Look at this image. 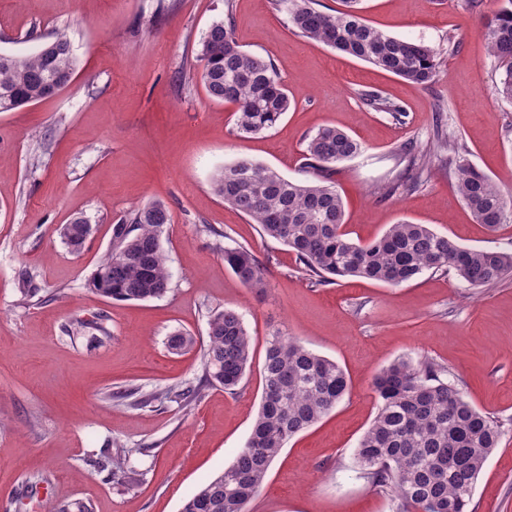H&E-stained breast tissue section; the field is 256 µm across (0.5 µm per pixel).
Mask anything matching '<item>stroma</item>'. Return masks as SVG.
<instances>
[{
  "instance_id": "stroma-1",
  "label": "stroma",
  "mask_w": 512,
  "mask_h": 512,
  "mask_svg": "<svg viewBox=\"0 0 512 512\" xmlns=\"http://www.w3.org/2000/svg\"><path fill=\"white\" fill-rule=\"evenodd\" d=\"M383 32L435 49L436 77L418 87L302 36L276 0H0V52L35 51L39 35L66 32L77 71L54 98L0 112V502L35 488L24 512L83 501L93 512H180L223 472L257 415L269 336L299 338L345 371L349 391L273 460L246 512H393L355 448L374 418L372 382L398 360L429 361L464 399L497 420L501 443L476 482L472 512H512V279L472 288L454 273L426 272L399 286L348 278L316 285L282 243L225 205L215 171L247 158L300 180L310 138L325 126L362 145L332 181L353 241L407 220L461 244L512 250V223H475L444 164L430 155L436 124L461 157L512 196V103L483 37L487 6L468 0H363ZM232 17L242 50L270 59L294 101L279 125L249 138L233 105L213 101L192 69L213 20ZM380 90L401 117L363 105ZM444 114H437L438 105ZM413 145L419 185L384 196ZM152 200L168 206L163 245L171 285L160 298L113 301L89 280L112 243V226ZM92 231L72 251V219ZM251 249L270 263L255 294L216 250ZM39 293L23 299L19 272ZM237 310L252 338L251 367L236 391L207 387L190 406L142 408L116 391L156 394L199 378L210 317ZM104 314L101 331L70 340L65 325ZM177 331L189 349L169 351ZM130 449L128 482L91 466L105 448Z\"/></svg>"
}]
</instances>
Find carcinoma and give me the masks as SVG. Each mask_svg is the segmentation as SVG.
Segmentation results:
<instances>
[{
  "label": "carcinoma",
  "instance_id": "1",
  "mask_svg": "<svg viewBox=\"0 0 512 512\" xmlns=\"http://www.w3.org/2000/svg\"><path fill=\"white\" fill-rule=\"evenodd\" d=\"M288 23L304 37L371 63L417 86L436 74L435 52L373 27L360 14V0H342L345 9L329 13L318 0H281ZM484 37L499 69V96L512 102V0L486 18ZM195 62L208 95L236 107V130L258 135L288 112L292 100L271 61L240 49L232 20L214 21L198 44ZM76 72L67 37L57 33L33 55L0 53V112L37 103L68 86ZM364 104L394 116L403 109L376 90L360 93ZM361 151L346 132L324 127L309 140L304 168L312 180L294 181L271 167L238 159L218 169L213 191L224 203L260 225L263 236L295 254L299 268L316 284L355 277L387 285L417 279L426 271L454 272L474 288H490L512 276V253L465 246L423 224H392L378 238L355 243L345 231L343 200L330 175L336 164ZM454 182L476 223L494 229L512 221V204L492 179L457 158L448 160ZM171 213L152 201L112 226V248L95 271L90 287L112 300L160 298L170 289L162 235ZM86 220L62 228L74 251L86 240ZM216 249L240 282L262 293L267 263L243 246ZM252 360V340L240 314L224 308L211 316L203 375L170 389L165 398L184 405L218 384L234 391ZM432 363L397 361L374 379L377 413L360 439L356 457L372 485L390 495L395 512H470L474 487L488 457L504 435L501 425L465 401ZM348 392L344 370L297 339L276 331L267 342L263 392L258 415L244 446L220 475L188 498L181 512H245L262 486L273 460L296 435L331 413ZM148 407L160 400L140 388Z\"/></svg>",
  "mask_w": 512,
  "mask_h": 512
}]
</instances>
